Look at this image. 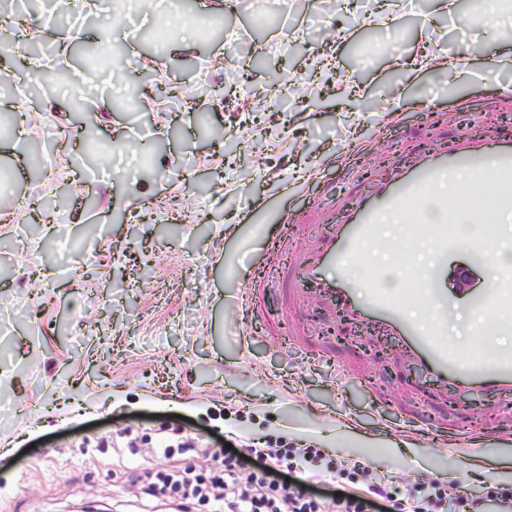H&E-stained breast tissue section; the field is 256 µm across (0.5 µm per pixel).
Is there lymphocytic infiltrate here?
<instances>
[{"mask_svg": "<svg viewBox=\"0 0 512 512\" xmlns=\"http://www.w3.org/2000/svg\"><path fill=\"white\" fill-rule=\"evenodd\" d=\"M237 441L239 451L232 455L222 448L199 446V454L221 460L219 473L205 475L174 465L154 474L148 495L172 507L192 498L204 512H372L378 502L384 503L385 512H512V487L497 483L471 497L450 492L447 482L434 478L415 483L403 494L387 473L332 456L309 442L284 436L266 441L245 434ZM251 462L256 471L245 472ZM277 468L341 478L357 490L315 499L308 495L305 480L269 481L268 470Z\"/></svg>", "mask_w": 512, "mask_h": 512, "instance_id": "lymphocytic-infiltrate-1", "label": "lymphocytic infiltrate"}]
</instances>
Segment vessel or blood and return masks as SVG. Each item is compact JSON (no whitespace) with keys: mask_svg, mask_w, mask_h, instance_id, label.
I'll list each match as a JSON object with an SVG mask.
<instances>
[{"mask_svg":"<svg viewBox=\"0 0 512 512\" xmlns=\"http://www.w3.org/2000/svg\"><path fill=\"white\" fill-rule=\"evenodd\" d=\"M493 188L498 212L512 213V126L496 127L492 133L477 130L453 134L428 148L411 151L399 164L383 166L377 178L356 191L339 207V217L328 224L312 246L302 250L290 271L289 288L315 298L324 311L338 314L346 326L367 329L371 336L389 340L396 360L417 376L416 384L437 399L485 396L497 402L494 424L477 430L448 431L434 427L433 441H451L461 457L471 456L487 443L512 444V347H498L487 357H465L448 334L446 325L459 301L477 309L494 308L504 314L497 320L498 335H512V276L503 275L492 288L476 292L462 287L456 293L446 288L448 254L458 249L446 227L456 215L448 208L449 197L461 195L473 207L469 221L482 223L481 205L486 188ZM436 197L440 224L425 227L413 247L428 245L433 254L423 293L428 313L424 319H410L400 300L380 283L352 288L349 277L327 275V268L342 266L352 257L399 249L403 236H388L381 229L385 216L404 215L407 222H420L425 214L426 194ZM298 219L281 215L266 234V263L278 267L288 243L298 235ZM505 228L493 226L490 235L470 240L466 247L472 263H484L504 235ZM264 269H254L236 300L234 310L241 316L255 315L257 296L265 286Z\"/></svg>","mask_w":512,"mask_h":512,"instance_id":"obj_1","label":"vessel or blood"}]
</instances>
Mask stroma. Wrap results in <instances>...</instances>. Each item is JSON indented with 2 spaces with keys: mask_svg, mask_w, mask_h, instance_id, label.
Listing matches in <instances>:
<instances>
[{
  "mask_svg": "<svg viewBox=\"0 0 512 512\" xmlns=\"http://www.w3.org/2000/svg\"><path fill=\"white\" fill-rule=\"evenodd\" d=\"M260 2L151 0L144 15L135 0L116 10L102 0L92 20L72 0L77 43L123 50L91 81L84 64L56 61L58 0H0L54 60L0 76V119L37 108L24 135L0 133V170L11 174L0 203V512L90 501L161 512L130 478L170 459L126 445L162 428L219 448L241 428L285 432L402 489L450 476L476 495L490 469L512 482V446L466 464L445 446L412 447L409 409L424 433L490 416L479 400L424 398L388 344L329 333L336 320L317 305L285 311V274L262 315L243 322L224 305L278 215L302 221L300 242L314 240L377 158L402 161L451 126H496L499 108L512 109V69L488 62L512 56V17L477 20L472 0L447 12L438 0H375L394 19L387 30L344 16L343 0H272L280 22L268 26ZM168 10L221 15L237 40L202 30L149 51L140 29ZM417 55L431 66L413 69ZM174 76L196 88L190 103L160 92ZM347 82L355 97L342 95ZM141 132L159 138L147 175L131 170ZM119 166L128 175L108 177ZM386 423L396 435L375 439Z\"/></svg>",
  "mask_w": 512,
  "mask_h": 512,
  "instance_id": "35a3bbf8",
  "label": "stroma"
}]
</instances>
